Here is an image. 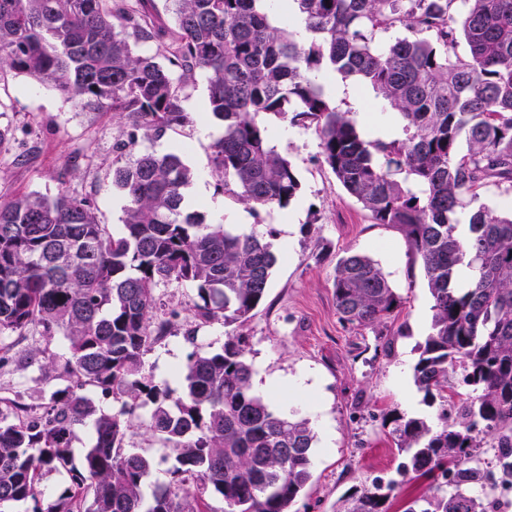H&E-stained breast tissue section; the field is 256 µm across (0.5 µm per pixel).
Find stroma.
Masks as SVG:
<instances>
[{"label": "stroma", "instance_id": "obj_1", "mask_svg": "<svg viewBox=\"0 0 512 512\" xmlns=\"http://www.w3.org/2000/svg\"><path fill=\"white\" fill-rule=\"evenodd\" d=\"M335 88L337 107L349 112L365 139L388 137L398 116L371 87L339 79ZM182 97L190 122L158 137L139 138L136 151L183 150L193 173L185 197L223 198L225 224L267 235L278 262L253 316L228 326L195 318L193 287H160L164 303L179 316L146 355L145 372L181 395L173 371L195 347L216 350L227 337H245L264 394L272 396L279 411H299L317 435L311 478L291 512H344L351 497L395 473L401 457L391 436V415L432 419L439 411L438 404L424 401L412 378L432 316L422 262L398 230L375 223L348 195L323 164L314 129L264 119L273 145L291 162L301 184L286 207L256 215L237 196L222 193L212 163V144L222 127L213 120L209 134L199 130L208 99L205 76L197 75ZM126 126L119 114L76 106L23 75L1 74L0 129L6 135L0 140V201L20 192L53 195L64 188L87 199L100 223L121 233L127 200L112 183L113 146ZM350 253L372 257L401 297L382 329L391 336L390 356L376 355L375 329L343 324L336 312V264ZM35 348L68 354L64 336L48 341L32 329L17 337L13 362L0 369V398L18 393L24 403H42L61 387V380L44 379L40 360L31 356Z\"/></svg>", "mask_w": 512, "mask_h": 512}]
</instances>
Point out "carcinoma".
<instances>
[{
  "label": "carcinoma",
  "instance_id": "cac0c4a2",
  "mask_svg": "<svg viewBox=\"0 0 512 512\" xmlns=\"http://www.w3.org/2000/svg\"><path fill=\"white\" fill-rule=\"evenodd\" d=\"M106 2L0 0V73L117 112L132 127L112 168L127 199L124 234L64 189L0 202V366L12 359L8 332L34 327L68 342L61 361L32 352L64 388L35 407L0 408V512H212L209 491L224 512H289L310 478L315 433L253 390L243 337L190 353L178 397L144 373L178 317L163 312L160 286H193L195 316L229 325L261 305L277 263L256 233L184 210L192 172L181 153L134 151L137 133L190 122L182 89L198 71L208 112L224 127L212 157L224 191L255 213L286 206L300 182L258 117L313 127L345 191L421 259L432 319L413 375L440 412L434 421L397 414L391 434L405 454L401 477L445 482L402 512H489L486 485H512V216L477 202L489 186L512 183V0H292L304 41L272 24L264 0H166L168 43L141 0L114 11ZM398 29L407 35L377 45L378 34ZM134 42L157 43L167 64L134 53ZM336 74L370 86L399 115L403 137L366 140L326 88ZM334 294L340 321L356 328L383 324L401 300L362 253L337 262ZM457 384L467 397L456 401ZM88 386L116 410L97 408ZM147 405L146 430L170 462V480L148 496L155 458L126 447ZM89 420L93 443L77 464L71 441ZM488 446L495 472L478 465ZM60 470L68 487L42 502L40 479ZM400 485L365 488L345 512H388Z\"/></svg>",
  "mask_w": 512,
  "mask_h": 512
}]
</instances>
